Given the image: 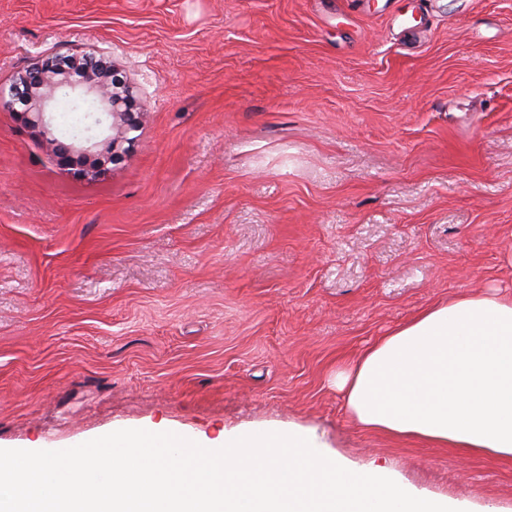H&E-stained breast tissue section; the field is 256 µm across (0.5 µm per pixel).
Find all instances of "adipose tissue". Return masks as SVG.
I'll return each mask as SVG.
<instances>
[{
	"mask_svg": "<svg viewBox=\"0 0 512 512\" xmlns=\"http://www.w3.org/2000/svg\"><path fill=\"white\" fill-rule=\"evenodd\" d=\"M334 379L364 428L512 458V296L432 307Z\"/></svg>",
	"mask_w": 512,
	"mask_h": 512,
	"instance_id": "obj_1",
	"label": "adipose tissue"
}]
</instances>
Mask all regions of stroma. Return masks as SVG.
<instances>
[{
    "label": "stroma",
    "mask_w": 512,
    "mask_h": 512,
    "mask_svg": "<svg viewBox=\"0 0 512 512\" xmlns=\"http://www.w3.org/2000/svg\"><path fill=\"white\" fill-rule=\"evenodd\" d=\"M74 48L142 126L94 180L0 110V449L304 427L512 512V458L364 429L330 384L512 295V0H0V83Z\"/></svg>",
    "instance_id": "1"
}]
</instances>
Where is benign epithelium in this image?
Wrapping results in <instances>:
<instances>
[{
	"label": "benign epithelium",
	"mask_w": 512,
	"mask_h": 512,
	"mask_svg": "<svg viewBox=\"0 0 512 512\" xmlns=\"http://www.w3.org/2000/svg\"><path fill=\"white\" fill-rule=\"evenodd\" d=\"M106 60L88 52L46 56L0 87V108L44 138L64 166L96 178L108 171L136 140L141 113L129 111L133 87L111 79ZM85 110L91 126L79 134H59L54 117L60 96Z\"/></svg>",
	"instance_id": "benign-epithelium-1"
}]
</instances>
